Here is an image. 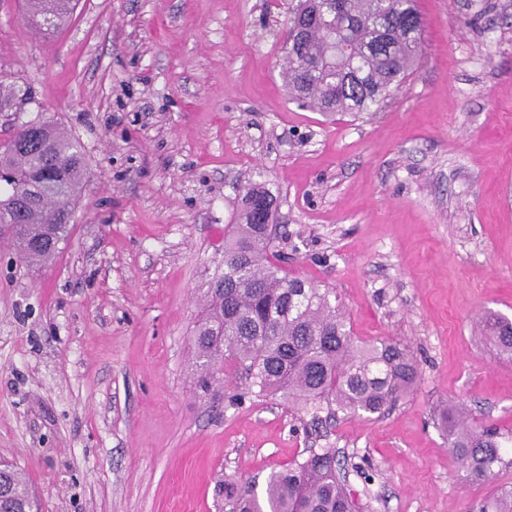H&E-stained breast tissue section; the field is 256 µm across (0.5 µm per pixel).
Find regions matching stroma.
Masks as SVG:
<instances>
[{"label":"stroma","mask_w":512,"mask_h":512,"mask_svg":"<svg viewBox=\"0 0 512 512\" xmlns=\"http://www.w3.org/2000/svg\"><path fill=\"white\" fill-rule=\"evenodd\" d=\"M297 0H79L45 38L0 0L12 125L51 121L85 158L67 240L43 267L0 239V459L38 512H224L254 483L336 449L359 512H479L512 483L462 479L439 415L512 429V0H417L420 63L363 119L293 102ZM261 181L289 276L335 289L354 335L407 345L416 388L378 418L307 437L306 411L225 370L197 387L190 339L225 225ZM21 90H16L15 84L5 85L0 83V112H9L18 108L25 103H28L30 97L27 95V90L20 96ZM484 336L495 343L505 354L512 355V322L497 314L485 316L481 323Z\"/></svg>","instance_id":"stroma-1"}]
</instances>
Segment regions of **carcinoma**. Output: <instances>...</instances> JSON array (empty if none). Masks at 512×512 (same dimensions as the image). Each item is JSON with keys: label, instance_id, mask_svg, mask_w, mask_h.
<instances>
[{"label": "carcinoma", "instance_id": "obj_1", "mask_svg": "<svg viewBox=\"0 0 512 512\" xmlns=\"http://www.w3.org/2000/svg\"><path fill=\"white\" fill-rule=\"evenodd\" d=\"M22 0L25 20L38 32H56L69 22L78 0ZM300 0L288 24H305L302 43L288 53L286 72L291 97L325 114L358 117L373 111L418 66L421 16L413 0H325L308 6L318 16H299ZM27 94L0 83V112L16 111ZM15 178L0 197V225H11L7 239L21 261L42 266L53 259L70 232L85 165L81 144L62 129L43 122L37 138L21 134L0 144V169ZM27 199L10 204L16 187ZM242 223L224 230V272L201 295L202 314L191 339V355L209 388L224 363L249 383L258 396L279 395L311 411L317 426L321 406L350 417L382 416L410 393L420 378L409 350L381 338L361 342L333 291L290 278L278 264L272 193L247 188ZM481 331L512 355V322L485 316ZM440 421L448 433V451L460 472L486 481L502 463L505 443L494 425L478 423L457 406L445 408ZM334 448H311L302 461L273 471L263 494L224 483V512H352L355 503L339 477ZM28 483L21 472L0 471V512H30ZM480 512H512V488L499 487Z\"/></svg>", "mask_w": 512, "mask_h": 512}]
</instances>
